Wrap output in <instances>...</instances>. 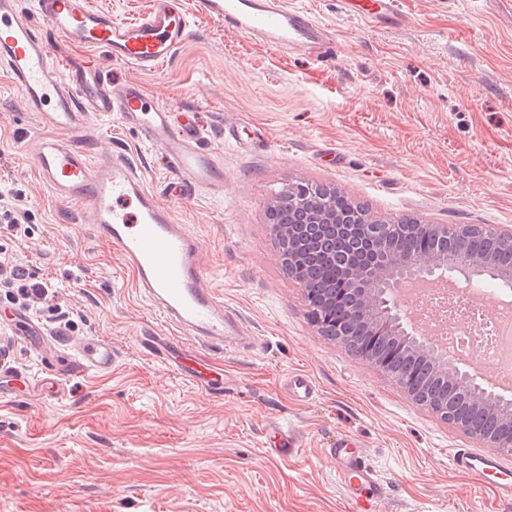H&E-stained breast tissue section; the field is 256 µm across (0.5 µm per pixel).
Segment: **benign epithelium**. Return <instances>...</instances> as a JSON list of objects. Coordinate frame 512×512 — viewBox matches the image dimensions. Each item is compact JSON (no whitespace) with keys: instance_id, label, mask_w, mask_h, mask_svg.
<instances>
[{"instance_id":"benign-epithelium-1","label":"benign epithelium","mask_w":512,"mask_h":512,"mask_svg":"<svg viewBox=\"0 0 512 512\" xmlns=\"http://www.w3.org/2000/svg\"><path fill=\"white\" fill-rule=\"evenodd\" d=\"M286 206L299 209L302 216L300 224L270 225L286 275L301 281L305 260L302 243L314 247L324 241L322 230L333 229L338 241V253L344 258L341 288L353 296L356 317L373 333L395 337L402 345L404 354L428 361L435 377L448 382L456 391L464 392L470 405L498 418L503 423V429L496 434L469 429L465 433L481 441L487 448L512 455V401H503L486 376L476 375L449 361L424 336L417 334L410 318L397 302L400 290L413 280H456L460 277L474 280L490 276L511 285L512 266H502L489 254L471 251L468 240L478 229L494 240L512 241V229L503 230L487 224H439L437 236L450 241L448 250L401 253L390 247L389 240L403 231L417 233L421 225L380 224L378 234L368 243L365 257L352 261L350 231L359 223L357 215L336 211L335 198L329 193L311 195L298 186L278 194L270 203L273 211ZM334 301L333 297L320 301L305 299L307 308L314 311L312 324L319 334L331 341L336 340L339 330L327 331L322 324V315L327 313Z\"/></svg>"}]
</instances>
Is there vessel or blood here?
Segmentation results:
<instances>
[{
  "label": "vessel or blood",
  "mask_w": 512,
  "mask_h": 512,
  "mask_svg": "<svg viewBox=\"0 0 512 512\" xmlns=\"http://www.w3.org/2000/svg\"><path fill=\"white\" fill-rule=\"evenodd\" d=\"M339 2L372 27L402 18L398 0ZM32 4L28 12L21 0H0V66L20 89L26 111L52 130L35 141L37 174L58 200L89 215L96 237L120 254L140 295L168 326L167 334L144 337L145 348L177 376L223 393V382L198 363L195 347L238 345L243 338L223 297L203 285L201 242L186 233L130 160L116 153L90 158L78 142L91 117L118 114L171 159L177 175L165 194L184 197L200 187L223 192V157L200 145L196 118L175 122L139 83L112 82L95 58L102 51L115 62L157 69L189 38L188 14L179 0H152L149 10L130 22L94 8L90 0ZM195 6L274 51L289 47L324 54L336 42L333 30L289 0H196ZM61 44L68 45V53H58ZM117 361L116 350L99 338L79 340L66 357L76 371L108 372ZM328 454L355 512H370L383 482L365 450L342 437ZM453 465L480 478L498 473L495 494L512 501V475L499 473L494 455L458 448Z\"/></svg>",
  "instance_id": "b4317fda"
}]
</instances>
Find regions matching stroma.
Here are the masks:
<instances>
[{"label":"stroma","instance_id":"obj_1","mask_svg":"<svg viewBox=\"0 0 512 512\" xmlns=\"http://www.w3.org/2000/svg\"><path fill=\"white\" fill-rule=\"evenodd\" d=\"M334 29L315 56L272 52L196 11L188 40L152 71L105 61L175 116L200 118L203 147L224 156V191L161 201L202 243L206 284L241 321L249 346L202 345L224 370L223 395L198 390L141 344L166 326L136 291L121 257L88 219L37 175L44 134L0 69V183L33 214L27 232L0 236L9 256L57 289L77 329L41 328L57 353L96 336L119 355L112 372L75 373L52 398L47 362L20 339L0 358V512H354L327 455L336 437L362 445L384 482L375 512H512L476 476L457 471V448L482 444L411 401L390 375L320 336L302 287L288 278L268 205L286 185L329 184L374 216L512 228V0H402L404 23L364 27L338 0H292ZM261 139L238 143L225 129ZM83 139L124 153L162 191L171 162L137 129L96 117ZM308 373L307 403L284 390ZM298 455L264 450L275 423Z\"/></svg>","mask_w":512,"mask_h":512}]
</instances>
